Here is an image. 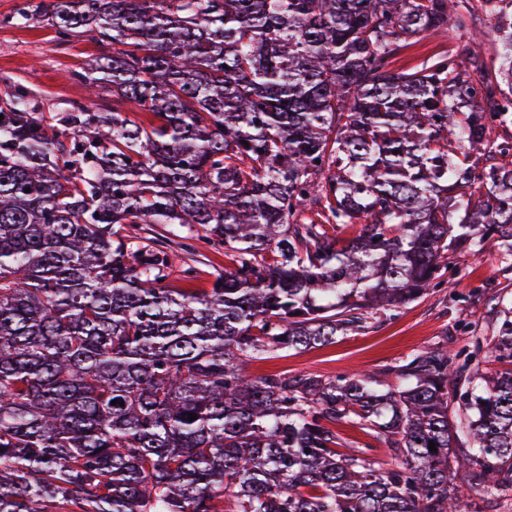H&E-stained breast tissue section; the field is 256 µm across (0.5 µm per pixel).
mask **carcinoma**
Returning <instances> with one entry per match:
<instances>
[{"label":"carcinoma","instance_id":"obj_1","mask_svg":"<svg viewBox=\"0 0 512 512\" xmlns=\"http://www.w3.org/2000/svg\"><path fill=\"white\" fill-rule=\"evenodd\" d=\"M478 3L493 66L475 32L396 70L411 40L472 27V0H24L57 45L99 43L80 78L112 111L0 102V512H457L466 479L512 491V371L486 383L479 345L414 352L389 390L244 373L419 299L460 252H512L493 163L512 139L487 136L512 116V0ZM129 224L201 234L231 267L171 288L168 247ZM491 353L512 358L507 311ZM334 427L338 435L347 443L353 442L354 446L370 445L372 447L369 448L371 460L377 464H384L390 460L388 448H386L384 442L377 441L357 424L342 421L336 422Z\"/></svg>","mask_w":512,"mask_h":512}]
</instances>
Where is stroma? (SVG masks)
Returning <instances> with one entry per match:
<instances>
[{
  "label": "stroma",
  "instance_id": "1",
  "mask_svg": "<svg viewBox=\"0 0 512 512\" xmlns=\"http://www.w3.org/2000/svg\"><path fill=\"white\" fill-rule=\"evenodd\" d=\"M54 37L53 29L42 23L23 20L0 27V99L11 87L22 86L51 119L91 97L78 75L99 54V45L83 37L60 47ZM188 265L198 270L191 280L182 276ZM227 265L223 251L195 238L189 250L177 251L168 282L173 288L204 292ZM444 278L446 287L430 289L398 310L371 315L364 329L337 337L335 343L278 352L248 362L246 371L254 377L311 372L334 378L362 370L393 385L397 379L385 375V368L410 352L444 341L452 352L467 354L475 336L492 346L497 318L512 307V256L491 241L480 256L457 254Z\"/></svg>",
  "mask_w": 512,
  "mask_h": 512
}]
</instances>
